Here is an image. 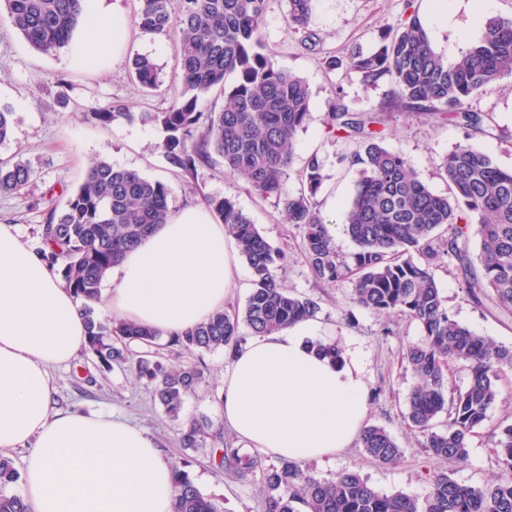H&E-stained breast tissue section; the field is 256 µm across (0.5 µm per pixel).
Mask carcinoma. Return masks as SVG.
Here are the masks:
<instances>
[{
	"label": "carcinoma",
	"mask_w": 512,
	"mask_h": 512,
	"mask_svg": "<svg viewBox=\"0 0 512 512\" xmlns=\"http://www.w3.org/2000/svg\"><path fill=\"white\" fill-rule=\"evenodd\" d=\"M84 0H0L17 29L37 52L51 56L69 45L83 27ZM319 0H286L288 20L308 27ZM139 26L173 38L181 66L165 112H143L140 120L161 127L169 166L193 173L216 154L224 169L245 177L260 197H274L288 223L303 228L302 252L316 279L335 284L352 280L354 302L377 313L399 311L416 321L421 339L404 359L417 382L408 399V419L426 435L424 447L449 469L465 463L469 438L498 396V381L512 368V348L495 344L460 324L448 313L435 281L433 261L443 253L457 260L471 297L488 296L512 308V171L499 167L471 144L455 147L440 169L448 194L433 193L408 160L384 144L382 113L397 110L434 114L488 133L484 118L470 106L484 88L512 76V18L493 17L483 37L454 60L438 52L415 14L386 28L377 52L350 54V66L370 84L387 77V104L378 112H356L336 95L324 124L338 140L358 148L341 161L357 172L355 193L345 209V228L357 246L346 257L336 249L314 202L322 164L311 156L301 172L303 190L292 194L287 176L293 167L296 135L311 114L312 94L298 75L279 68L263 53L260 30L266 0H140ZM145 88L157 85L153 61L132 63ZM236 77L224 108L207 109L209 94ZM91 118L109 127L131 118L119 103L98 107ZM34 176L19 154L0 161V193L22 191ZM171 189L136 169L100 159L86 170L81 184L59 210L51 208L39 225L40 253L79 301L87 329L85 350L104 368L119 365L150 387L154 400L176 423L183 448H207L219 468L247 480L259 472L262 512H512V480L485 490L463 485L448 469L434 473L419 500L401 491L380 493L357 473L319 479L303 465L281 459L265 465L258 455L224 441V431L207 418H183L187 396L203 381V354L219 349L231 354L242 346L241 326L252 335L284 329L319 311L317 301L297 296L277 281L281 257L255 224L229 199L205 203L224 233L247 262L252 288L242 311L214 312L206 321L169 337L188 360L170 367L152 359L162 332L101 315L96 307L100 285L112 266L170 215ZM478 226L479 264L469 256V229ZM469 370L465 388L448 393V361ZM445 416L444 429L435 430ZM359 443L373 460L389 464L401 448L382 427H363ZM497 456L512 469V425L495 441ZM176 488L174 512H224L220 500L203 495L187 472L188 461H171ZM20 473L12 459L0 456V512H27L20 495L7 488Z\"/></svg>",
	"instance_id": "carcinoma-1"
}]
</instances>
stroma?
Here are the masks:
<instances>
[{"mask_svg":"<svg viewBox=\"0 0 512 512\" xmlns=\"http://www.w3.org/2000/svg\"><path fill=\"white\" fill-rule=\"evenodd\" d=\"M111 10L125 17L124 46L102 69L74 67L70 48L55 55L39 54L16 31L7 18L0 17V104L13 112L12 134L0 145V159L19 153L30 162L34 176L17 194H0V224L13 225L18 237L30 247L41 248L38 227L47 211L63 205L68 194L81 183L94 160L138 169L147 177L169 185L171 210L189 204H203L205 197L233 201L256 225L269 243L284 254L275 275L292 293L312 298L320 305L318 318L327 335L345 339L364 365L368 385L366 424L384 427L400 445L402 454L391 464L368 457L359 444L312 463L315 474L333 479L357 473L383 493L404 492L423 497L429 475L444 464L428 454L425 438L406 420L407 401L416 379L403 354L417 342L421 330L409 317L382 315L358 307L352 299L350 281L327 285L317 281L301 252L303 232L288 223L276 198L256 195L239 175L227 174L221 159L198 167L192 174L173 171L161 149L165 134L161 128L123 121L104 128L88 119L94 107L119 101L130 111L163 112L171 102L169 87L180 72L173 39L143 31L138 20V0H108ZM446 15H435L430 0H319L309 31L294 29L287 18L285 0H268L261 28L266 53L280 67L301 76L312 93L311 117L296 138L294 173L287 185L300 192L297 177L310 155L323 164V182L315 202L334 226L337 249L351 254L356 246L343 228V214L355 190L356 174L340 161L353 150L350 142L330 138L324 118L335 95H343L354 109L377 111L390 90L388 79L367 85L351 69L349 53L361 48L370 54L379 46L383 28L416 12L423 20L436 48L450 56L482 37L489 17H512V0H489L482 14H475L473 0H447ZM314 41H306V33ZM149 56L160 71L161 84L143 88L131 73L135 56ZM474 110L485 114L492 128L488 135H469L461 125L435 116L389 112L385 115L386 146L403 154L419 178L434 192L447 194L440 164L458 145L472 144L489 155L503 169H512V77L487 87L472 101ZM435 279L446 300L449 314L497 344L512 347V309L493 301L476 303L466 292L456 262L437 259ZM205 380L196 394L187 397V416L207 417L220 422L215 397L222 382L228 355L217 350L204 354ZM54 402L61 409L86 413H117L144 429L168 459L185 458L188 472L199 490L222 499L226 512H260L261 477L238 480L232 473L212 465L207 449L184 448L177 441L174 425L154 401L145 382L120 367L105 369L86 354L74 363L53 369ZM499 394L486 419L469 439V457L456 467L459 483L486 487L512 477L494 451L497 434L512 424V370L502 374Z\"/></svg>","mask_w":512,"mask_h":512,"instance_id":"obj_1","label":"stroma"}]
</instances>
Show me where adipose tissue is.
Masks as SVG:
<instances>
[{
    "label": "adipose tissue",
    "instance_id": "1",
    "mask_svg": "<svg viewBox=\"0 0 512 512\" xmlns=\"http://www.w3.org/2000/svg\"><path fill=\"white\" fill-rule=\"evenodd\" d=\"M85 28L73 63L107 66L123 44L124 18L106 0H86ZM239 276L223 225L188 208L123 256L99 306L176 334L223 309ZM322 329L312 317L256 336L224 369V424L265 457L320 460L364 426L363 364L350 352L337 362L318 354ZM86 341L79 303L14 227L0 224V453L26 451L27 512H172L171 469L150 436L116 416L54 406L50 370Z\"/></svg>",
    "mask_w": 512,
    "mask_h": 512
}]
</instances>
